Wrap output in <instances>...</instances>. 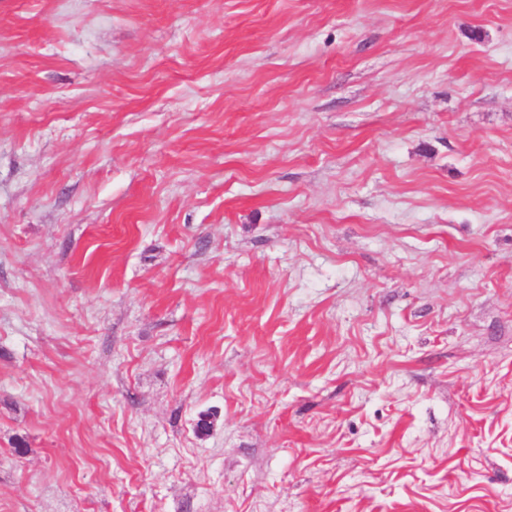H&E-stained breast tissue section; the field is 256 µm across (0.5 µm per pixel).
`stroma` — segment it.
Segmentation results:
<instances>
[{
  "mask_svg": "<svg viewBox=\"0 0 512 512\" xmlns=\"http://www.w3.org/2000/svg\"><path fill=\"white\" fill-rule=\"evenodd\" d=\"M0 512H512V0H0Z\"/></svg>",
  "mask_w": 512,
  "mask_h": 512,
  "instance_id": "obj_1",
  "label": "stroma"
}]
</instances>
